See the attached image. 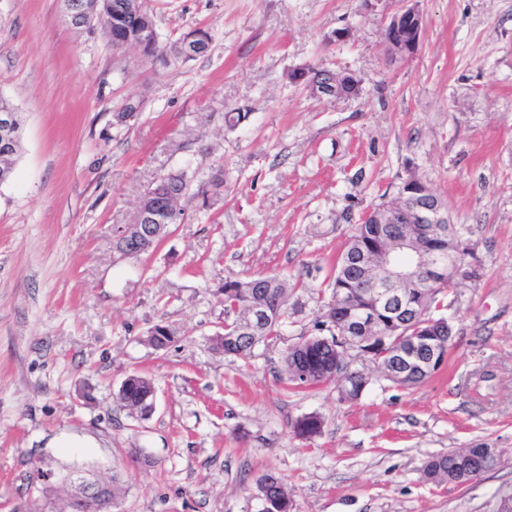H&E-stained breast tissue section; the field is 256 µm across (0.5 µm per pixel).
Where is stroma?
<instances>
[{"label":"stroma","instance_id":"stroma-1","mask_svg":"<svg viewBox=\"0 0 512 512\" xmlns=\"http://www.w3.org/2000/svg\"><path fill=\"white\" fill-rule=\"evenodd\" d=\"M173 41L207 53L163 67L76 29L60 0H0V95L23 120L0 184V512L34 505L38 472L112 482L120 512H258L257 481L283 480L291 512H496L512 493V0H417L416 53L390 61L405 0H150ZM322 63L362 80L323 101L289 83ZM140 116L116 127L127 97ZM248 119L235 129L224 111ZM224 172L147 253L113 245L140 193L171 169ZM412 176L466 226L473 277L442 295L453 337L413 388L362 361L358 400L284 379V350L321 321L318 294L353 224ZM296 282L281 340L241 360L213 350L224 282ZM167 325L177 339L147 342ZM140 373L154 411L115 401ZM321 415L313 439L293 421ZM482 442L500 463L435 485L430 457Z\"/></svg>","mask_w":512,"mask_h":512}]
</instances>
